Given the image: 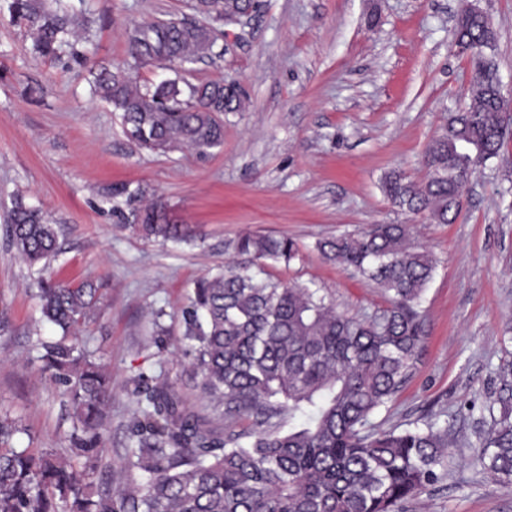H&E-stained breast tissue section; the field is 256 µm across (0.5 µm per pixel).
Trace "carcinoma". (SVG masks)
I'll return each instance as SVG.
<instances>
[{
	"mask_svg": "<svg viewBox=\"0 0 512 512\" xmlns=\"http://www.w3.org/2000/svg\"><path fill=\"white\" fill-rule=\"evenodd\" d=\"M6 2L10 21L32 33L43 57L58 56L76 36L78 15L62 0ZM258 8L254 0H194L203 20L144 23L130 34L128 54L137 67L209 57L224 17ZM484 35L478 17H462L453 44L479 43ZM92 76L96 96L120 113L125 134L153 152L188 148L207 158L224 145L220 116L246 109L240 85L222 78L140 85L104 66ZM474 85L471 102L449 114L445 132L427 148L429 180L386 177L384 192L398 207L453 222L473 169L499 156L512 132L508 103L477 73ZM463 145L474 153L460 152ZM146 193L141 185L117 184L107 196L131 203ZM7 214L9 245L37 267L32 286L41 320L62 331L39 345L44 369L72 409L74 458L13 447L24 428L0 419V512H398L447 473L448 429L438 420L402 430L372 423L405 383L425 339L421 303L437 260L409 243L408 225L372 224L317 243L326 260L373 281L388 297L387 306L363 317L337 312L319 288L265 276L267 262L298 256L292 238L246 233L231 241L251 265L202 276L181 309L195 389L211 413L188 410L168 380L138 374L127 445L114 465L104 456L112 376L77 336L97 315L101 288L45 276L57 255L56 225L18 197ZM135 218L130 228L147 239L193 237L190 225L172 222L158 200ZM499 378L500 394L486 405L490 424L470 464L511 485L512 362ZM297 415L300 423L285 426ZM241 422L247 427L236 429Z\"/></svg>",
	"mask_w": 512,
	"mask_h": 512,
	"instance_id": "carcinoma-1",
	"label": "carcinoma"
}]
</instances>
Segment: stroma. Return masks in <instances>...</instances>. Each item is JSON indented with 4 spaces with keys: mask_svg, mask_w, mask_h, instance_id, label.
<instances>
[{
    "mask_svg": "<svg viewBox=\"0 0 512 512\" xmlns=\"http://www.w3.org/2000/svg\"><path fill=\"white\" fill-rule=\"evenodd\" d=\"M497 32L493 57L512 84V0H472ZM192 0H84L88 25L59 58L34 53L29 33L0 12V201L23 197L55 220L57 278L100 282L96 318L79 334L112 374L110 454L122 453L132 415L129 382L143 373L173 382L187 406L206 413L185 357L180 311L193 282L237 263L224 247L243 233L283 234L300 246L271 279L322 289L337 311L384 307L377 286L325 260L319 239L371 224H406L434 255L423 298L427 336L412 372L374 423L448 421V474L402 512H512V487L470 466L512 360V139L477 167L451 224L394 205L382 182L392 171L423 183L425 149L448 115L470 101L473 68L450 50L459 0H261L243 25L228 26L216 58L179 70L146 66L143 83L173 73L195 83L240 84L247 109L224 115V146L208 158L139 148L118 113L93 97L89 70L128 67L127 40L142 22L190 14ZM143 185L171 219L192 225L193 242L148 240L131 229L130 206L114 212L109 186ZM34 275L6 241L0 220V413L21 418L18 448H67L72 420L42 369ZM164 310L166 336L153 334Z\"/></svg>",
    "mask_w": 512,
    "mask_h": 512,
    "instance_id": "stroma-1",
    "label": "stroma"
}]
</instances>
